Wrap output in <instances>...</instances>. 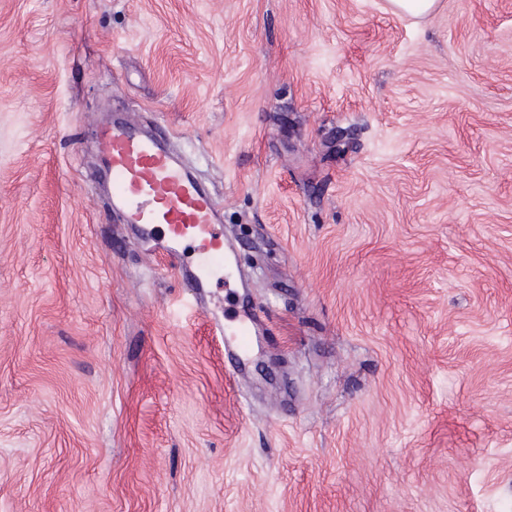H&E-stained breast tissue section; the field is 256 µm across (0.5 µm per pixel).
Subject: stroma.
<instances>
[{
    "label": "stroma",
    "mask_w": 512,
    "mask_h": 512,
    "mask_svg": "<svg viewBox=\"0 0 512 512\" xmlns=\"http://www.w3.org/2000/svg\"><path fill=\"white\" fill-rule=\"evenodd\" d=\"M131 118L223 207L205 308ZM0 512H512V0H0ZM438 0H389L391 11L398 15L425 18L437 6ZM99 139L110 159L113 203L123 223L133 225L139 238L157 240L158 251L189 288L231 279L236 258L218 229L222 214L169 149L167 133L145 134L128 120L103 127ZM251 318L245 314L243 318L237 319L234 325L226 326L224 324L223 327H215L216 332L223 334L226 337V342L224 340V347L231 343L234 350L240 351V353H245L249 344V336H251V326L250 323Z\"/></svg>",
    "instance_id": "35a3bbf8"
}]
</instances>
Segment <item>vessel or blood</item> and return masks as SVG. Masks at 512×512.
<instances>
[{"instance_id":"obj_1","label":"vessel or blood","mask_w":512,"mask_h":512,"mask_svg":"<svg viewBox=\"0 0 512 512\" xmlns=\"http://www.w3.org/2000/svg\"><path fill=\"white\" fill-rule=\"evenodd\" d=\"M99 139L124 223L133 225L139 238L155 240L188 287L204 289L211 281L232 278L235 251L219 230L217 203L169 149L167 133L146 134L128 120L102 128ZM223 333L235 350L246 351L249 318L225 326Z\"/></svg>"}]
</instances>
